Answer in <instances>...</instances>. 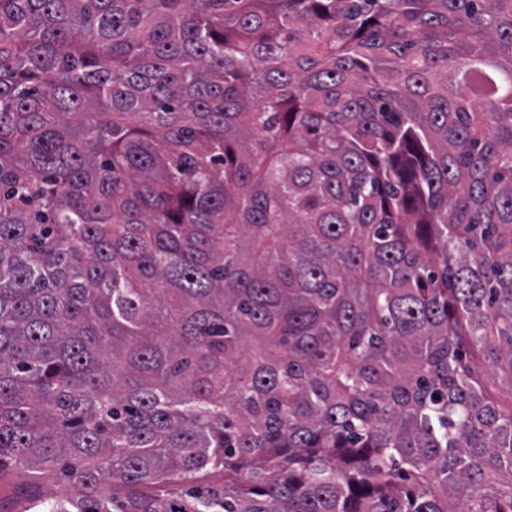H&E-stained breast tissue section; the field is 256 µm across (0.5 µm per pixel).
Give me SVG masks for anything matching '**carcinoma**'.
Wrapping results in <instances>:
<instances>
[{
	"label": "carcinoma",
	"mask_w": 512,
	"mask_h": 512,
	"mask_svg": "<svg viewBox=\"0 0 512 512\" xmlns=\"http://www.w3.org/2000/svg\"><path fill=\"white\" fill-rule=\"evenodd\" d=\"M62 457L512 512V0H0V464Z\"/></svg>",
	"instance_id": "cac0c4a2"
}]
</instances>
